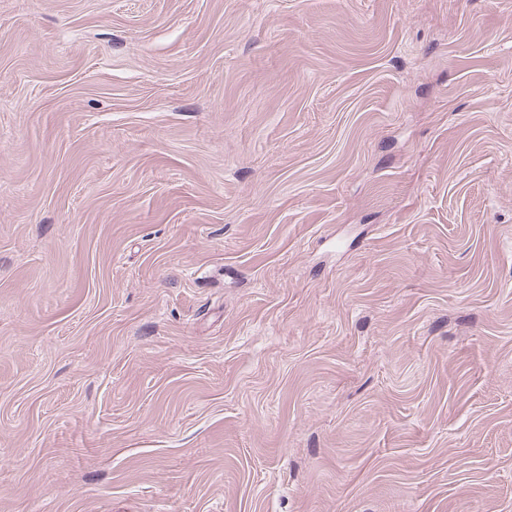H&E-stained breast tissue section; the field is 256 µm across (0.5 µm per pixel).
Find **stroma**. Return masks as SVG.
<instances>
[{"instance_id":"stroma-1","label":"stroma","mask_w":512,"mask_h":512,"mask_svg":"<svg viewBox=\"0 0 512 512\" xmlns=\"http://www.w3.org/2000/svg\"><path fill=\"white\" fill-rule=\"evenodd\" d=\"M0 512H512V0H0Z\"/></svg>"}]
</instances>
